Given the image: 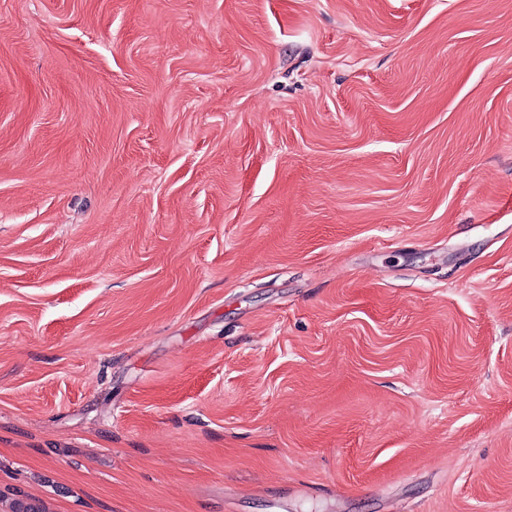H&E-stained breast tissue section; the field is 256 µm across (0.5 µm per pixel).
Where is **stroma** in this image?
<instances>
[{"label": "stroma", "mask_w": 512, "mask_h": 512, "mask_svg": "<svg viewBox=\"0 0 512 512\" xmlns=\"http://www.w3.org/2000/svg\"><path fill=\"white\" fill-rule=\"evenodd\" d=\"M512 512V0H0V512Z\"/></svg>", "instance_id": "stroma-1"}]
</instances>
